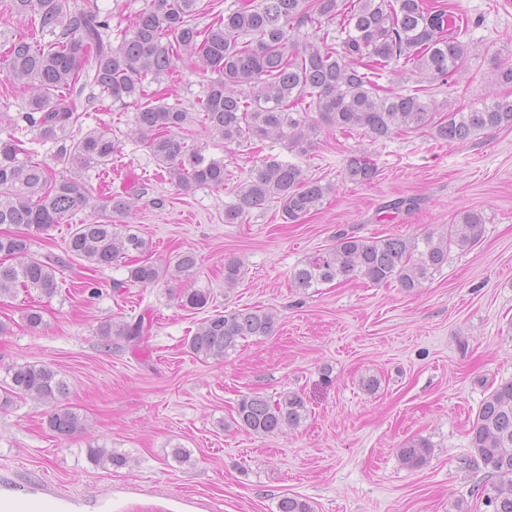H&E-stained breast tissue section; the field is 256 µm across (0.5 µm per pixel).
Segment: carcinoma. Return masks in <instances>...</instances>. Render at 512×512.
Here are the masks:
<instances>
[{
    "label": "carcinoma",
    "instance_id": "1",
    "mask_svg": "<svg viewBox=\"0 0 512 512\" xmlns=\"http://www.w3.org/2000/svg\"><path fill=\"white\" fill-rule=\"evenodd\" d=\"M11 2L18 18L38 24L41 37H50L42 43L20 35L10 42L6 78L31 92L21 118L41 139L57 145L61 159L82 170L102 171L118 153L104 130L73 132L87 110H78L64 92L90 87L135 110V134L176 185L224 187V160L206 156L202 148L176 135L189 118L181 103L170 104L146 92L145 82H159L175 70L182 50L193 51L217 74L197 107L208 136L226 145L271 139L301 154L321 124L360 130L372 141L428 132L448 143L512 128V99L505 96L445 112L425 88L398 93L379 83L395 70L423 73L441 87L451 86L466 66L470 45L463 37L469 34L470 22L433 9L427 0H238L235 8L203 27L197 23L200 0H151L116 38L89 0ZM308 27L317 40L309 39ZM375 176L370 160L357 155L341 180L366 184ZM149 191L150 185L142 182L133 190L111 194L91 222L75 225L65 256L50 251L34 257L32 237L95 207L92 189L33 161L15 138L0 139V225L18 228L0 235V254L13 260L8 265L0 262V298L12 296L19 287L50 298L59 288L57 273L68 261L81 260L95 270L132 253L140 258L128 266L131 283L149 286L164 278H191L197 268L193 252L184 251L174 262L159 265L147 258L149 241L128 221L132 197ZM332 191L331 183L308 176L299 165L266 157L236 185V202L224 210V223L237 224L269 202L279 205L285 222L296 223L319 210ZM484 233L485 220L477 210L458 212L440 232L408 239L369 240L343 231L333 247L296 268L293 280L304 290L362 279L377 285L396 282L412 292L448 264L452 249H469ZM242 268L239 259L224 262V287L239 282ZM209 299L210 292L202 289L186 288L180 295L181 305L192 310L205 308ZM275 327L270 311L245 308L215 314L198 323L186 347L198 357L220 362L239 341L270 336ZM145 331L141 320L118 325L106 320L98 335L137 341ZM66 390L51 366L17 365L0 386V408L25 398L49 404L48 427L68 437L85 429V419L59 403ZM307 413L298 392H285L274 402L255 394L237 403L232 424L250 434L275 436L299 426ZM469 444L487 473L488 481L478 488L486 505L493 512H512V379L499 383L483 400ZM431 448L426 438L411 439L400 449V460L410 469L419 468ZM90 458L104 468L130 462L103 446L90 449ZM277 509L313 512L298 496L281 498Z\"/></svg>",
    "mask_w": 512,
    "mask_h": 512
}]
</instances>
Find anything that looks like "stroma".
<instances>
[{
  "label": "stroma",
  "instance_id": "stroma-1",
  "mask_svg": "<svg viewBox=\"0 0 512 512\" xmlns=\"http://www.w3.org/2000/svg\"><path fill=\"white\" fill-rule=\"evenodd\" d=\"M435 4L477 23L465 69L450 89L420 74L393 78L392 89L429 86L443 108L512 96L495 80L497 68L512 63V0ZM6 71L0 58V113L18 123L0 127V138L15 136L33 160L95 189L151 181L154 192L138 201L135 222L152 259L194 252L198 267L187 285L211 298L204 309L184 308V284L129 283L121 260L96 272L70 264L50 298L20 288L0 300V322L9 327L0 335V379L18 364H48L68 384L65 402L86 419L84 430L60 439L47 427L49 405L26 399L0 409V498L50 501L58 512H277L279 499L294 494L314 512H490L477 493L486 473L468 431L488 393L512 379V130L449 144L425 132L373 142L325 128L294 158L269 142L256 151L227 146L207 136L195 107L212 74L185 51L174 77L156 88L190 114L179 136L223 160L230 180L221 189H183L159 178L134 133V109L118 104L84 123L106 121L118 142L108 170L77 175L57 163L55 144L19 121L26 94ZM360 153L372 159L374 180L342 182ZM269 154L296 160L309 176L334 183V192L298 224L283 223L273 203L243 223H225L236 183ZM401 199L408 207L392 209ZM467 209L484 215L483 239L452 250L447 266L413 292L362 279L308 290L293 283L294 270L340 231L411 238ZM233 257L245 271L228 289L224 262ZM92 280L95 296L81 288ZM33 305L44 316L35 331L22 319ZM247 307L273 312L275 333L242 341L220 364L188 353L200 319ZM141 318L148 332L139 344L98 334L104 320ZM287 391L306 398L300 426L274 437L230 427L242 396ZM417 437L432 451L410 469L399 450ZM97 444L128 456L129 466L95 465L89 449ZM177 446L189 461L173 457Z\"/></svg>",
  "mask_w": 512,
  "mask_h": 512
}]
</instances>
